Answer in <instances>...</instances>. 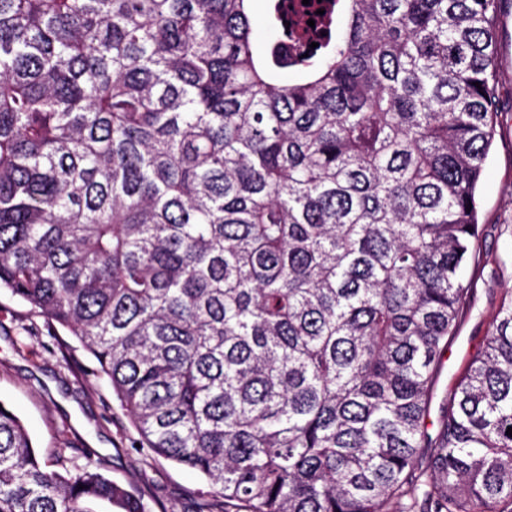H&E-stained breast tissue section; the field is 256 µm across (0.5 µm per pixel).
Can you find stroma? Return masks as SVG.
I'll list each match as a JSON object with an SVG mask.
<instances>
[{
    "instance_id": "1",
    "label": "stroma",
    "mask_w": 512,
    "mask_h": 512,
    "mask_svg": "<svg viewBox=\"0 0 512 512\" xmlns=\"http://www.w3.org/2000/svg\"><path fill=\"white\" fill-rule=\"evenodd\" d=\"M495 66L502 86L496 135L477 191L480 261L461 272L470 294L448 346L434 404H441L512 300V0H502ZM0 403L24 422L45 457L102 461L113 481L142 492L148 512H197L196 472L152 458L106 377L69 332L0 289Z\"/></svg>"
}]
</instances>
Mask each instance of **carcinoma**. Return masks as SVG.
<instances>
[{"label": "carcinoma", "mask_w": 512, "mask_h": 512, "mask_svg": "<svg viewBox=\"0 0 512 512\" xmlns=\"http://www.w3.org/2000/svg\"><path fill=\"white\" fill-rule=\"evenodd\" d=\"M0 0V289L201 512H512V303L428 422L478 260L501 0ZM480 86H475V83ZM0 409V512H147ZM425 489H420V486Z\"/></svg>", "instance_id": "cac0c4a2"}]
</instances>
